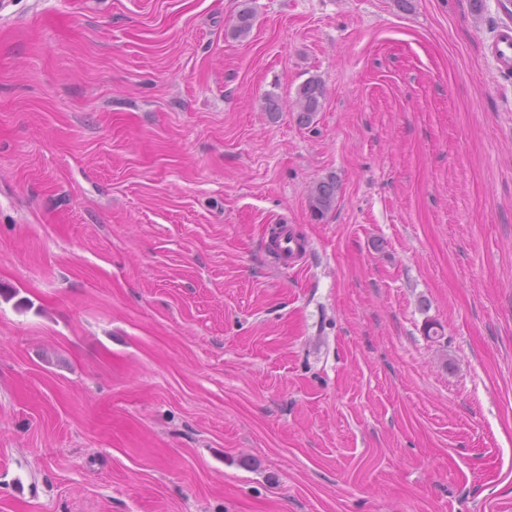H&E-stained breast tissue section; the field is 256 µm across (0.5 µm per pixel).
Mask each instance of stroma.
Instances as JSON below:
<instances>
[{
	"label": "stroma",
	"instance_id": "obj_1",
	"mask_svg": "<svg viewBox=\"0 0 512 512\" xmlns=\"http://www.w3.org/2000/svg\"><path fill=\"white\" fill-rule=\"evenodd\" d=\"M501 16L0 0V512H512ZM324 99V84L321 79L311 77L302 83L297 89L295 101L299 121L304 125L311 124L317 112H320ZM338 184L334 177L319 181L310 192L309 205L315 216L323 218L334 206Z\"/></svg>",
	"mask_w": 512,
	"mask_h": 512
}]
</instances>
